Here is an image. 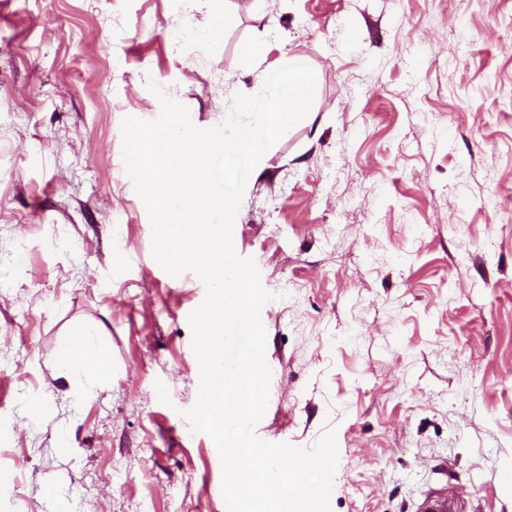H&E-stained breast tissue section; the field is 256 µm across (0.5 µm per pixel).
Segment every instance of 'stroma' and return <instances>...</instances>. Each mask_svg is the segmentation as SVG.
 Masks as SVG:
<instances>
[{
  "instance_id": "1",
  "label": "stroma",
  "mask_w": 512,
  "mask_h": 512,
  "mask_svg": "<svg viewBox=\"0 0 512 512\" xmlns=\"http://www.w3.org/2000/svg\"><path fill=\"white\" fill-rule=\"evenodd\" d=\"M511 27L512 0H0V512H227L182 416L205 290L154 259L121 126L159 116L152 82L219 125L288 57L314 101L233 226L273 295L255 433L336 430L331 512L446 484L461 512H512ZM84 326L111 379L57 363Z\"/></svg>"
}]
</instances>
